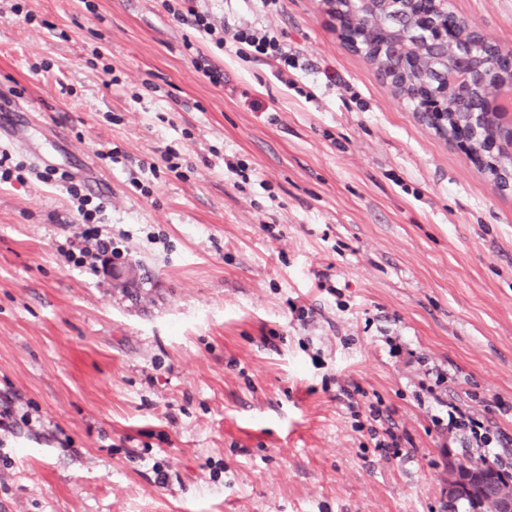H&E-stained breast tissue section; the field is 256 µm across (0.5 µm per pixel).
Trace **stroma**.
<instances>
[{
  "instance_id": "1",
  "label": "stroma",
  "mask_w": 512,
  "mask_h": 512,
  "mask_svg": "<svg viewBox=\"0 0 512 512\" xmlns=\"http://www.w3.org/2000/svg\"><path fill=\"white\" fill-rule=\"evenodd\" d=\"M13 2L7 150L100 196L114 270L137 275L122 289L57 252L78 230L61 186L0 185V404L19 417L0 430V512H444L447 458L478 455L433 425L438 401L512 435V189L344 45L324 0H197L225 27L285 32L284 78L162 0H27L32 23ZM448 5L512 48V0ZM97 47L113 74L88 65ZM111 144L117 162L95 159ZM354 383L400 455L359 428Z\"/></svg>"
}]
</instances>
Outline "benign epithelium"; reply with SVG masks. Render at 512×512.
Here are the masks:
<instances>
[{
  "mask_svg": "<svg viewBox=\"0 0 512 512\" xmlns=\"http://www.w3.org/2000/svg\"><path fill=\"white\" fill-rule=\"evenodd\" d=\"M415 14L410 16L409 32L421 38L420 48L413 54L401 59L396 72H409L421 67L422 54L428 52L439 56L448 52V44L459 37L457 29L440 20L437 14H448V0H412ZM349 50L361 53L369 58L380 59L389 52L387 43L380 41L375 34L366 30L355 29L346 17L338 18ZM494 84L501 88H512V75L506 76L493 64L480 66L477 72L462 70L455 77L456 93L465 95L474 88V84ZM448 97V79L439 83H428L420 80L415 84V98L423 105L420 113L423 122L432 125L445 137L452 141L469 142L472 133L471 122L459 124L455 129L448 130L444 120L442 99ZM499 127V135L486 142L484 153L508 151L512 156V116L503 121L505 113H494ZM444 497L448 500L467 498L471 500L479 512H512V479L509 480L494 467L476 466L465 460L450 459L444 467Z\"/></svg>",
  "mask_w": 512,
  "mask_h": 512,
  "instance_id": "benign-epithelium-1",
  "label": "benign epithelium"
}]
</instances>
